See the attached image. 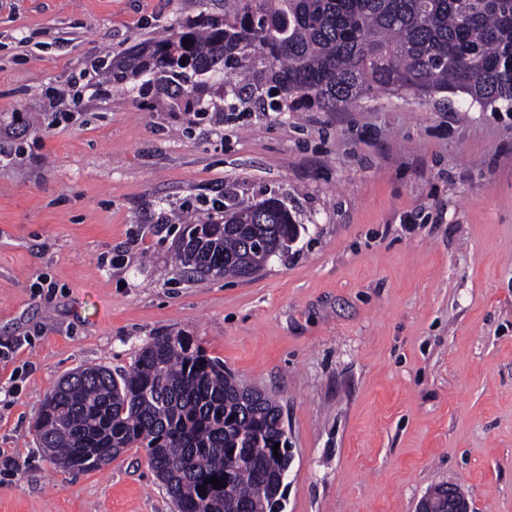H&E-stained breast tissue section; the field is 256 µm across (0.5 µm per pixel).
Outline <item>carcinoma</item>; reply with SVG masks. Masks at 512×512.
I'll return each instance as SVG.
<instances>
[{
  "label": "carcinoma",
  "mask_w": 512,
  "mask_h": 512,
  "mask_svg": "<svg viewBox=\"0 0 512 512\" xmlns=\"http://www.w3.org/2000/svg\"><path fill=\"white\" fill-rule=\"evenodd\" d=\"M228 2L221 16L201 15L102 62L101 76L116 83L148 72L179 100L196 91L184 64L222 80L260 59L280 109L338 112L382 87L512 112V0ZM300 228L274 198L217 208L180 226L176 269L190 279L241 277L281 254ZM280 417L275 399L244 392L224 363L177 334L153 338L119 373L90 366L65 375L35 432L49 459L72 472L144 449L175 512H281L291 456Z\"/></svg>",
  "instance_id": "carcinoma-1"
}]
</instances>
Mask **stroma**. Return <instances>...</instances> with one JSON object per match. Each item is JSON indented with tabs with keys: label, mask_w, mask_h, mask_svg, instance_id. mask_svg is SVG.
<instances>
[{
	"label": "stroma",
	"mask_w": 512,
	"mask_h": 512,
	"mask_svg": "<svg viewBox=\"0 0 512 512\" xmlns=\"http://www.w3.org/2000/svg\"><path fill=\"white\" fill-rule=\"evenodd\" d=\"M224 0H0V512H173L130 448L62 472L33 423L78 367L192 337L275 396L285 512H415L459 486L512 512V112L379 89L271 108L264 74L200 114L100 59ZM284 202L304 229L248 279L185 281L179 224Z\"/></svg>",
	"instance_id": "stroma-1"
}]
</instances>
